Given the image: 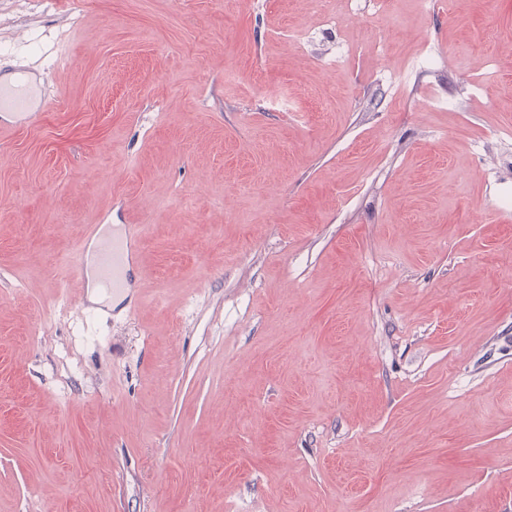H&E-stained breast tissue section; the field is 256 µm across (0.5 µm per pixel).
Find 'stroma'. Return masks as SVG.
<instances>
[{
	"mask_svg": "<svg viewBox=\"0 0 512 512\" xmlns=\"http://www.w3.org/2000/svg\"><path fill=\"white\" fill-rule=\"evenodd\" d=\"M20 67L0 512H512V0H0ZM98 227H89L85 238H96L103 285L118 292L127 286V267L135 261L140 229L137 225L127 224L123 237L117 241L101 236Z\"/></svg>",
	"mask_w": 512,
	"mask_h": 512,
	"instance_id": "stroma-1",
	"label": "stroma"
}]
</instances>
